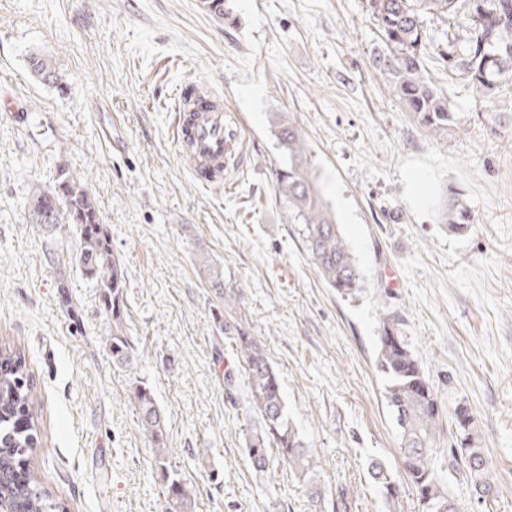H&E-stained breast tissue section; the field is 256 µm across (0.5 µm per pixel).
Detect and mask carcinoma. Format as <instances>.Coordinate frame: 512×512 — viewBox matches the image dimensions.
I'll return each instance as SVG.
<instances>
[{
    "label": "carcinoma",
    "mask_w": 512,
    "mask_h": 512,
    "mask_svg": "<svg viewBox=\"0 0 512 512\" xmlns=\"http://www.w3.org/2000/svg\"><path fill=\"white\" fill-rule=\"evenodd\" d=\"M384 49L373 60L387 87L418 125L433 137H446L459 125L452 104L425 76L429 53L465 75L483 100L496 104L512 95V0H368ZM448 24L437 41L425 19ZM29 67L45 85L61 83L54 63L42 56L29 58ZM277 139L288 152V167L278 172L277 191L302 236L309 258L325 283L341 294L360 290L361 273L333 215L325 208L307 164V146L293 120L276 117ZM31 224H71L79 239L72 261L83 276L101 288V302L112 316V361L128 367L136 360L126 334L125 273L112 252L111 240L100 224L86 179L62 170L53 187L37 193L28 205ZM438 219L448 232L463 234L474 215L463 193L448 187ZM236 294L224 292V317L219 327L235 345L238 362L224 368V390L230 399L245 400L252 415L246 418L245 454L252 468L264 472L274 462L288 469L312 501L322 499L317 459L288 415L277 372L261 344L236 313ZM375 364L387 381L386 405L399 433V467L373 459L368 475L389 508L398 500L400 484L414 488L422 512H461L449 493L446 476L463 475L481 488L488 502L497 495L496 479L484 450L474 442V416L466 404L452 411L458 437L448 448V463L437 460L433 446L442 408L425 372L405 341L400 319L386 314L377 338ZM32 384L21 353L0 352V504L8 512H67L43 485L41 474L29 464L36 447ZM131 400L139 413L138 429L151 446L165 482L168 512H191L193 490L169 465L165 448L166 418L150 387L138 381Z\"/></svg>",
    "instance_id": "cac0c4a2"
}]
</instances>
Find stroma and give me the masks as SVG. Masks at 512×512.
<instances>
[{
	"label": "stroma",
	"instance_id": "stroma-1",
	"mask_svg": "<svg viewBox=\"0 0 512 512\" xmlns=\"http://www.w3.org/2000/svg\"><path fill=\"white\" fill-rule=\"evenodd\" d=\"M227 2L222 20L201 0H0V348H20L33 380L31 465L70 512H166L130 399L138 380L165 412L195 512H312L287 469L259 474L246 458L244 414L224 395L236 352L214 320L224 296L210 261L240 297L328 499L391 512L367 466L397 462L375 366L380 322L394 312L444 413L437 448L453 443L451 413L465 403L497 477L491 504L462 477L450 493L467 512H512V100L490 110L429 55L459 120L432 137L373 67L383 42L368 0ZM34 52L63 88L30 75ZM191 84L223 95L244 143L220 186L202 185L172 138ZM279 114L301 128L359 266L353 296L319 276L279 201ZM63 168L85 175L126 274L134 368L113 363L100 290L66 262L74 228L26 221L32 194ZM450 185L475 215L461 235L437 218Z\"/></svg>",
	"mask_w": 512,
	"mask_h": 512
}]
</instances>
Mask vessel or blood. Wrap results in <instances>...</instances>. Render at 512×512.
I'll use <instances>...</instances> for the list:
<instances>
[{"instance_id":"b4317fda","label":"vessel or blood","mask_w":512,"mask_h":512,"mask_svg":"<svg viewBox=\"0 0 512 512\" xmlns=\"http://www.w3.org/2000/svg\"><path fill=\"white\" fill-rule=\"evenodd\" d=\"M182 111L174 130L178 152L189 171L206 184L224 182V164L240 143L224 130V100L189 86L180 93Z\"/></svg>"}]
</instances>
